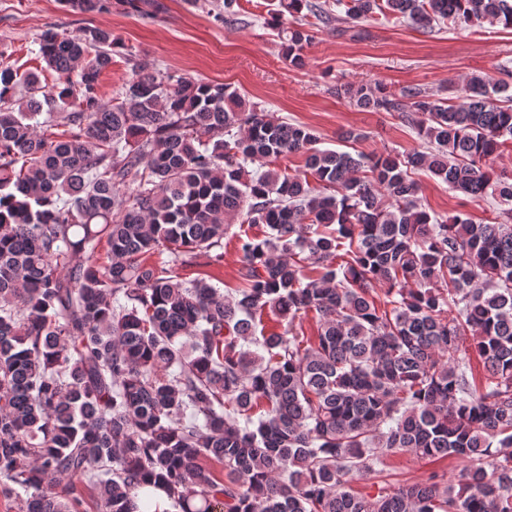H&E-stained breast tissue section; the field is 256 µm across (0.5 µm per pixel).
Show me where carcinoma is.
Segmentation results:
<instances>
[{
  "instance_id": "obj_1",
  "label": "carcinoma",
  "mask_w": 512,
  "mask_h": 512,
  "mask_svg": "<svg viewBox=\"0 0 512 512\" xmlns=\"http://www.w3.org/2000/svg\"><path fill=\"white\" fill-rule=\"evenodd\" d=\"M336 5L353 23L512 29V0ZM135 8L153 19L164 5ZM304 11L315 21L289 27L283 47L296 68L328 12L314 0L270 12L279 27ZM121 48L106 28L50 26L38 55L51 87L0 66V497L16 512H138L152 485L174 512H512V224L439 221L411 177L425 169L512 216V176L490 167L512 141V85L474 75L459 105L350 85L356 105L398 113L427 145L354 156L226 84L132 54L103 102ZM291 154L304 174L270 167ZM236 223L268 228L235 234L241 286L182 280L201 257L224 260ZM267 309L283 331L258 332ZM310 312L306 346L295 321ZM468 335L481 387L461 356ZM396 450L467 465L446 482L352 490ZM74 478L90 498L61 486ZM130 76L131 70L125 60L118 55L115 56L112 68L103 72L99 80L98 94L102 101H111Z\"/></svg>"
}]
</instances>
